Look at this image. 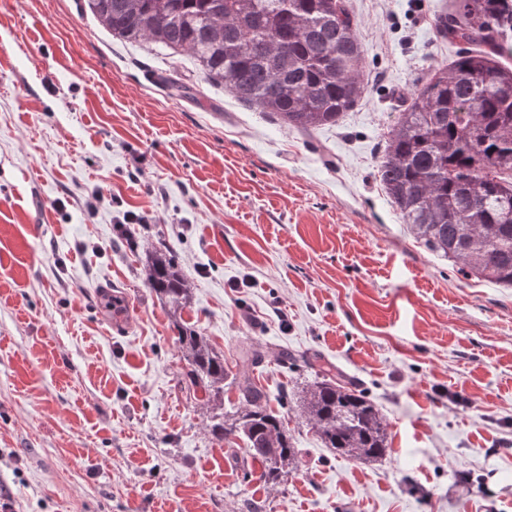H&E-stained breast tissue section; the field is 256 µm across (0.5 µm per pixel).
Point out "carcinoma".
Returning <instances> with one entry per match:
<instances>
[{"label": "carcinoma", "instance_id": "cac0c4a2", "mask_svg": "<svg viewBox=\"0 0 512 512\" xmlns=\"http://www.w3.org/2000/svg\"><path fill=\"white\" fill-rule=\"evenodd\" d=\"M112 35L194 57L205 77L239 100L279 115L303 132L333 124L363 93L364 50L345 0H87ZM466 20H440L460 53L416 89L390 131L380 180L405 224L460 270L512 288V69L507 51L512 0H459ZM143 279L169 305L188 376L224 406V355L177 315L192 300L175 257L145 253ZM261 354L243 351L236 378L242 401L218 414L212 434L234 436L276 485L299 463L285 418L268 409L252 375ZM300 415L327 447L354 461L383 458L387 424L365 392L339 378L315 381Z\"/></svg>", "mask_w": 512, "mask_h": 512}]
</instances>
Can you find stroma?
I'll list each match as a JSON object with an SVG mask.
<instances>
[{
  "instance_id": "stroma-1",
  "label": "stroma",
  "mask_w": 512,
  "mask_h": 512,
  "mask_svg": "<svg viewBox=\"0 0 512 512\" xmlns=\"http://www.w3.org/2000/svg\"><path fill=\"white\" fill-rule=\"evenodd\" d=\"M364 93L309 133L112 36L85 0H0V493L15 512H512V288L425 247L379 180L387 136L461 45L458 0H346ZM150 223L121 227L124 211ZM193 288L181 321L243 345L300 465L267 485L210 432L145 251ZM112 293L117 310L104 307ZM287 312L279 320L272 303ZM379 407L390 451L326 447L318 371Z\"/></svg>"
}]
</instances>
